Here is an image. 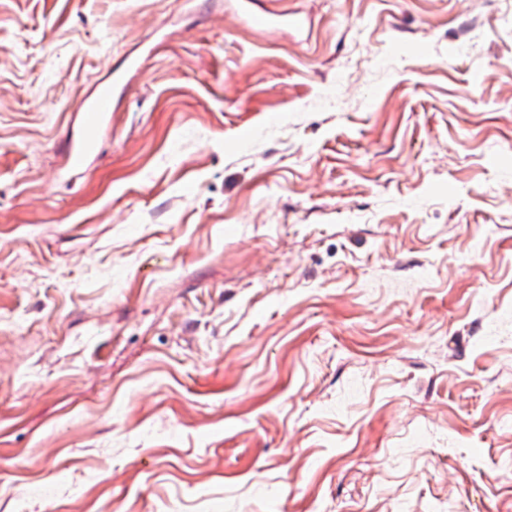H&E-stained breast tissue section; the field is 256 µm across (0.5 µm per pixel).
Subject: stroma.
<instances>
[{"mask_svg": "<svg viewBox=\"0 0 512 512\" xmlns=\"http://www.w3.org/2000/svg\"><path fill=\"white\" fill-rule=\"evenodd\" d=\"M0 512H512V0H0ZM112 116V87L104 86L84 100L77 112L78 134L71 133L67 146V166L81 170L88 166L97 150L100 132Z\"/></svg>", "mask_w": 512, "mask_h": 512, "instance_id": "obj_1", "label": "stroma"}]
</instances>
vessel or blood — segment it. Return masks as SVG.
<instances>
[{"label": "vessel or blood", "mask_w": 512, "mask_h": 512, "mask_svg": "<svg viewBox=\"0 0 512 512\" xmlns=\"http://www.w3.org/2000/svg\"><path fill=\"white\" fill-rule=\"evenodd\" d=\"M112 116V89L105 86L79 106L78 131L70 135L67 146V166L81 170L88 166L97 150L100 132Z\"/></svg>", "instance_id": "obj_1"}]
</instances>
